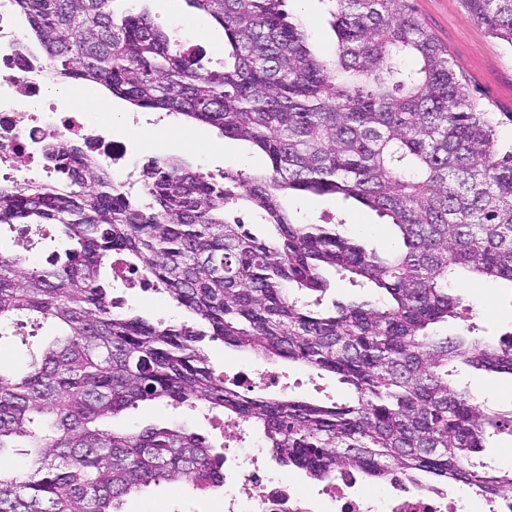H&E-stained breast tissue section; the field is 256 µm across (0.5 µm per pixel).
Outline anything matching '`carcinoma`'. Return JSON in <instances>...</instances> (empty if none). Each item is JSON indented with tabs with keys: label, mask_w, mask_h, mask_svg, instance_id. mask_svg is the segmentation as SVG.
Here are the masks:
<instances>
[{
	"label": "carcinoma",
	"mask_w": 512,
	"mask_h": 512,
	"mask_svg": "<svg viewBox=\"0 0 512 512\" xmlns=\"http://www.w3.org/2000/svg\"><path fill=\"white\" fill-rule=\"evenodd\" d=\"M116 2L15 0L53 74L217 127L270 167L226 169L217 181L152 158L135 189L60 140L54 183L0 185V225L35 235L58 224L71 242L47 267L0 252V326L59 330L26 373L0 369V458L26 459L0 465V512H122L125 497L162 481L221 487L224 457L205 437L105 425L164 398L258 426L276 463L314 480L354 470L415 488L512 489V470L473 464L490 433L512 434V410L456 389L448 370L512 376V332L495 343L433 331L464 302L452 284L512 287V145L496 137L512 113L472 98L411 0H327L330 59L311 53L283 0H186L224 30L221 71ZM463 2L512 48V0ZM305 193L375 211L401 245L381 255L327 224L293 222L282 198ZM242 205L260 212L268 238L245 229ZM114 253L188 319L155 324L125 309L102 277ZM326 268L374 284L382 301L318 310L300 293L325 292ZM207 340L332 373L351 398L252 397L210 365Z\"/></svg>",
	"instance_id": "carcinoma-1"
}]
</instances>
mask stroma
<instances>
[{"label": "stroma", "instance_id": "1", "mask_svg": "<svg viewBox=\"0 0 512 512\" xmlns=\"http://www.w3.org/2000/svg\"><path fill=\"white\" fill-rule=\"evenodd\" d=\"M425 27L448 47L472 95L494 112H512V48L488 35L463 8L461 0H413ZM124 9L147 12L155 25L168 33L171 43L200 56L205 68L221 69L224 61V31L208 15L189 7L185 0H124ZM284 10L302 24L314 54L326 57L336 49L332 18L318 0H285ZM84 98L108 99L116 114L111 120L115 140L125 142L130 163L142 167L154 157L176 158L205 174H221L234 169L251 175L267 171L269 161L247 143L224 137L217 128L199 125L180 115L162 110L135 107L110 98L104 88L85 85ZM291 218L299 224H337L344 235H359L369 249L384 253L391 246L388 226L375 212L333 195H294L288 201ZM456 294L465 299L466 309L448 324L436 325L439 336H456L473 329L475 337L496 339L512 331V292L491 282L459 285ZM128 305L135 313L165 323L184 320L182 308L163 293L150 289L125 290ZM282 383L271 387L255 380L254 395L277 396L289 391L293 396L325 403L347 398V388L331 374H317L297 363L275 365ZM456 380L479 399L498 409H512V376L469 367H459ZM223 414L203 406L191 407L168 399L140 403L113 420L117 429L146 426L185 429L206 436L216 452L235 456L239 443L224 430ZM244 496L236 474H229L224 489L200 492L182 483L163 482L126 497L123 512H221L225 493Z\"/></svg>", "mask_w": 512, "mask_h": 512}]
</instances>
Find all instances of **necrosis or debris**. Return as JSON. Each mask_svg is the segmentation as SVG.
<instances>
[{
    "label": "necrosis or debris",
    "instance_id": "necrosis-or-debris-1",
    "mask_svg": "<svg viewBox=\"0 0 512 512\" xmlns=\"http://www.w3.org/2000/svg\"><path fill=\"white\" fill-rule=\"evenodd\" d=\"M24 28L14 0H0V181L34 180L47 169L46 146L62 138L136 184V170L113 142L111 125L89 123L86 113L49 96L47 58ZM40 106L48 108L49 118L38 116ZM239 475L248 496L225 495L224 512H464L461 499L448 491L413 489L396 476L382 492L360 485L356 473H340L320 494L308 495L293 482L274 479L254 451L241 454Z\"/></svg>",
    "mask_w": 512,
    "mask_h": 512
}]
</instances>
